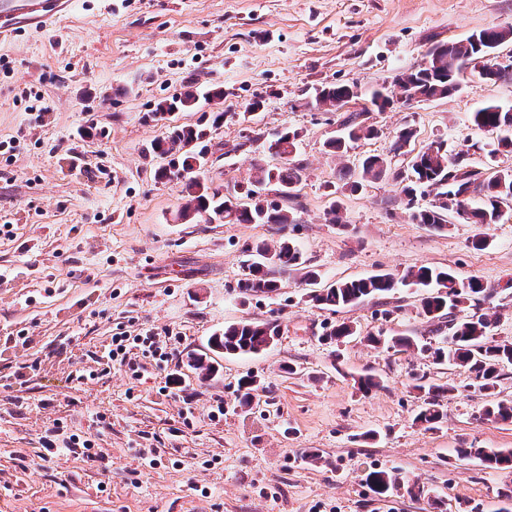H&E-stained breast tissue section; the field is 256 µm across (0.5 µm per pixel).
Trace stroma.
<instances>
[{"label": "stroma", "mask_w": 512, "mask_h": 512, "mask_svg": "<svg viewBox=\"0 0 512 512\" xmlns=\"http://www.w3.org/2000/svg\"><path fill=\"white\" fill-rule=\"evenodd\" d=\"M510 25L512 0H76L72 18L0 44V225L10 227L0 234V512H512V471L457 454L512 449V423L483 417L512 404V365L487 393L467 369L434 363L437 324L411 287L334 311L312 301L304 270L279 274L269 294L240 288L248 248L285 239L325 286L448 268L493 289L483 311L494 338L512 340V205L496 224L450 210L436 230L413 218L432 195L402 191L412 156L437 141L476 180L512 168L495 133L470 120L487 103L512 108V82L469 71L459 92L410 103L393 84L434 46ZM333 84L384 86L393 102L316 103ZM191 85L223 96L153 119ZM352 114L374 135L329 154ZM195 124L208 132L200 176L227 192L273 164L272 133L298 132L303 178L286 202L295 223L181 220L183 182L157 178L167 161L150 144ZM407 126L415 136L394 153ZM373 155L390 170L362 181ZM345 167L358 191L340 180ZM477 237L487 248L473 247ZM243 320L277 323L274 345L216 356L199 377L191 356ZM341 322L354 336L326 343ZM118 332L157 336L172 357L161 370L144 359L137 381L117 365L98 373ZM378 333L416 345L370 343ZM366 373L380 388L360 390ZM421 381L448 388L430 430L415 421ZM57 422L94 441L95 458L44 461ZM373 469L396 476L387 495L366 486Z\"/></svg>", "instance_id": "35a3bbf8"}]
</instances>
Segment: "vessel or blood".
Returning a JSON list of instances; mask_svg holds the SVG:
<instances>
[{
    "label": "vessel or blood",
    "instance_id": "1",
    "mask_svg": "<svg viewBox=\"0 0 512 512\" xmlns=\"http://www.w3.org/2000/svg\"><path fill=\"white\" fill-rule=\"evenodd\" d=\"M73 5L74 0H0V40L63 19Z\"/></svg>",
    "mask_w": 512,
    "mask_h": 512
}]
</instances>
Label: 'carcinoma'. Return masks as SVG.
I'll return each mask as SVG.
<instances>
[{"label": "carcinoma", "instance_id": "cac0c4a2", "mask_svg": "<svg viewBox=\"0 0 512 512\" xmlns=\"http://www.w3.org/2000/svg\"><path fill=\"white\" fill-rule=\"evenodd\" d=\"M512 39V27H490L471 34L464 40L436 46L428 54L424 65L397 78V83L409 99L432 100L445 98L460 90V75L452 72L449 62L466 58L480 62L478 76L484 82L512 81V64L490 63L486 57L505 42ZM357 94L348 84L324 87L316 95L320 104L336 106V103L350 95ZM198 101L193 90H186L171 101L157 105L153 116L168 113L175 109L191 110ZM475 125L500 135L498 145L512 151V109L499 105L486 104L472 114ZM374 130L355 119H348L344 135L327 141L326 146L333 152L347 149V144L373 135ZM206 136L202 128L176 126L163 137L157 139L153 149L161 155L177 160L170 169H162L158 177H179L188 174L184 183V203L179 217L185 221L206 213L219 222L229 220L231 224H292L293 213L279 206L268 207L262 203L261 191L277 192L282 198L291 197V192L302 181L303 166L290 159L296 150L298 133L287 130L277 132L268 139V151L283 162L273 168L259 167L245 186L243 196L251 199L248 204L239 202L237 196H226L221 190L206 181L192 176L195 166L206 163L205 153L195 151V144ZM415 182L404 188V193L414 197L417 188L426 187L435 191L441 204L434 203L418 210L414 219L420 224L443 228L447 220L445 199L457 195V181L448 180V170L460 172L459 160H448V152L442 147L427 149L418 153L411 165ZM387 161L379 156H370L362 163V175L378 180L385 176ZM483 195L477 206H463L455 201L457 210L463 211L466 220L472 224H496L500 220L501 205L512 200V169H503L487 182L479 185ZM275 258L274 266L288 271L301 265V254L296 246L282 241L275 250L267 244L258 243L251 248V263L248 277L242 280L241 288L248 293H269L278 288L277 280L271 277L272 270L259 267L261 258L266 255ZM416 285L430 289L420 298L421 314L430 320H448V336L444 346L435 349L432 357L435 363L466 367L481 380L480 389L489 391L495 387L500 370L512 365V342H496L490 336L495 319L486 313L465 312V304L473 297L486 292L483 283L476 277L460 280L447 269L420 266L407 270L400 279L389 274H376L366 278L344 281L324 288L313 295L320 305L344 308L355 303L393 291L398 284ZM278 336L277 326L270 322L242 321L224 327V333L215 337L211 345L226 355H256L268 350ZM416 389L425 394L423 406L416 421L432 429L440 422L439 397L447 392V387L436 384H418ZM485 415L496 421L512 423V404L493 403L486 407ZM460 456L475 455L489 467H512V451L503 452L483 448H460ZM395 477L385 470H371L365 475V482L377 495L389 492Z\"/></svg>", "mask_w": 512, "mask_h": 512}]
</instances>
